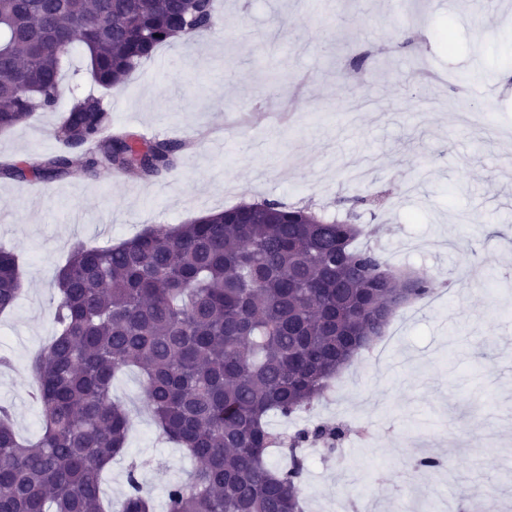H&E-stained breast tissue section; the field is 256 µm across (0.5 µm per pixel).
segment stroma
I'll use <instances>...</instances> for the list:
<instances>
[{
    "instance_id": "1",
    "label": "stroma",
    "mask_w": 512,
    "mask_h": 512,
    "mask_svg": "<svg viewBox=\"0 0 512 512\" xmlns=\"http://www.w3.org/2000/svg\"><path fill=\"white\" fill-rule=\"evenodd\" d=\"M218 0L220 19L192 46L159 47L117 89L102 91L113 131L193 134L168 174L143 181L84 171L45 183L0 178V245L21 260L23 291L0 315V403L21 438L40 432L32 358L54 334L53 284L76 244L106 246L199 212L275 199L345 214V198L382 195L370 238L405 272L453 281L418 310L379 364L342 371L313 420L370 436L310 452L307 512H442L474 491L467 512H512V0ZM366 55L353 72V55ZM80 48L63 71L61 108L0 132V161L61 153L63 105L92 90ZM136 370L113 398L133 410L106 498L126 491L129 460L165 512L170 483L194 466L159 438ZM432 453L449 467L412 474Z\"/></svg>"
}]
</instances>
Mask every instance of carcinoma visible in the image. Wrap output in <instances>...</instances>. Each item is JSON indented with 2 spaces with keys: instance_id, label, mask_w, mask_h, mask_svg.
<instances>
[{
  "instance_id": "obj_1",
  "label": "carcinoma",
  "mask_w": 512,
  "mask_h": 512,
  "mask_svg": "<svg viewBox=\"0 0 512 512\" xmlns=\"http://www.w3.org/2000/svg\"><path fill=\"white\" fill-rule=\"evenodd\" d=\"M216 23L214 0H0V131L53 110L73 33L93 82L118 88L158 47ZM110 112L92 94L73 100L58 137L102 169L150 180L175 167L183 144L108 136ZM70 158L1 163L0 175L52 181ZM357 215H318L277 200L242 204L116 245L78 244L54 285L55 333L31 362L42 409L39 436L21 442L0 404V512H106L102 477L126 443L132 416L112 399L113 378L136 368L158 431L196 461L169 485L167 512H305V449L350 431L310 423L285 433L268 421L310 410L340 369L386 332L380 310L412 285L355 240ZM22 282L18 257L0 247V312ZM276 451L283 465L269 460ZM442 468L422 455L413 469ZM115 512H154L129 465Z\"/></svg>"
}]
</instances>
